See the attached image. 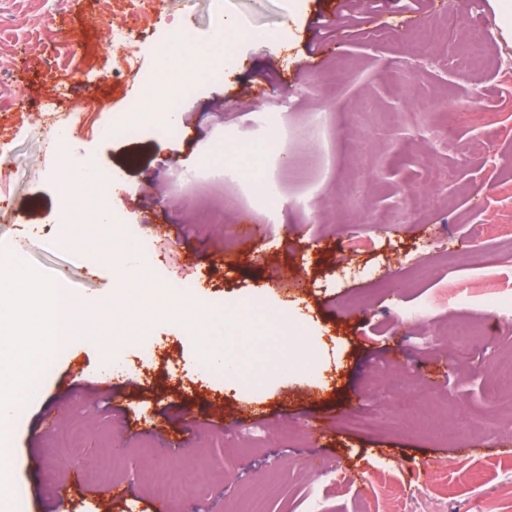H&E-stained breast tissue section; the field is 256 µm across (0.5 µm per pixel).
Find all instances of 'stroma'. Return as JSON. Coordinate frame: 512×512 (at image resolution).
<instances>
[{"mask_svg": "<svg viewBox=\"0 0 512 512\" xmlns=\"http://www.w3.org/2000/svg\"><path fill=\"white\" fill-rule=\"evenodd\" d=\"M224 0L237 28L223 76L203 77L181 107L184 135L145 132L130 144L106 133L108 116L149 108L134 74L113 64L111 30L122 0H0V137L15 151L0 168V248L24 247L32 268L61 270L88 308L136 306L112 254L126 238L120 219L143 221L138 288L164 309L145 311V335L165 350L150 370L134 366L135 344L116 353L114 376L97 344L71 339L38 376V394L16 404L0 429V512H494L512 499V389L499 373L512 361V16L500 0ZM135 33L148 45L190 27L208 39L211 0H143ZM460 27L422 46L401 38L414 13ZM490 67L468 64L473 50ZM329 120L316 142L309 123ZM281 131V158L257 152L264 176L190 188L182 177L237 162L224 129L260 138ZM65 129L72 164L111 171V242L77 260L47 245L63 169L48 142ZM447 171L443 182L430 168ZM284 210L267 218L266 178ZM429 193L421 214L410 191ZM224 206V221L205 214ZM499 253L487 267L484 253ZM493 275L497 316L461 289ZM201 287H194V280ZM186 282L180 294L168 288ZM233 292L242 310L284 308L317 340L294 329L254 335L229 310L217 329L194 331L184 309H214ZM475 334L451 340L458 320ZM280 356L310 357L316 378L271 370L260 395L230 391L223 373L203 374L224 347L251 381L246 338ZM382 414L363 431L353 411ZM72 431L60 446L43 420ZM187 447L170 458L152 435L158 422ZM109 457L114 483L91 466ZM189 466L210 476L197 497L164 500L155 473Z\"/></svg>", "mask_w": 512, "mask_h": 512, "instance_id": "1", "label": "stroma"}]
</instances>
